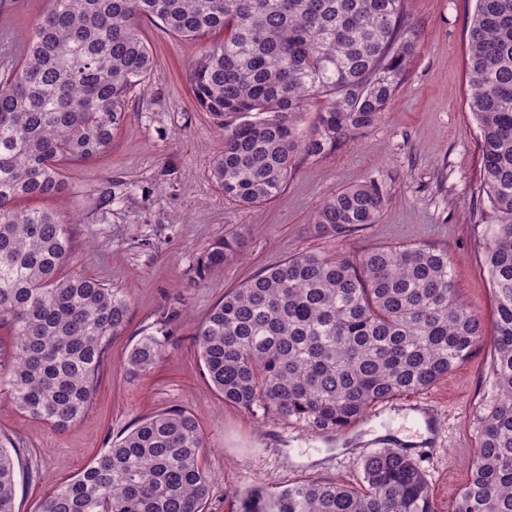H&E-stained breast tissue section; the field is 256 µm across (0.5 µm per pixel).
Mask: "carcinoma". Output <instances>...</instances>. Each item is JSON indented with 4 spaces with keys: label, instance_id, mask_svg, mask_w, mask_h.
Returning a JSON list of instances; mask_svg holds the SVG:
<instances>
[{
    "label": "carcinoma",
    "instance_id": "cac0c4a2",
    "mask_svg": "<svg viewBox=\"0 0 512 512\" xmlns=\"http://www.w3.org/2000/svg\"><path fill=\"white\" fill-rule=\"evenodd\" d=\"M19 62L0 75V323L13 336L0 395L58 429L92 404L109 342L129 302L118 289L63 274L72 238L56 214L18 201L67 190L57 159L105 152L130 96L153 69L142 20L199 38L224 33L192 63L205 112L224 126L211 176L224 197L264 204L285 188L297 154L336 150L383 118L418 38L406 0H50ZM468 106L479 129L482 250L496 312L486 405L471 476L452 512H512V0H476L468 34ZM327 98L317 125L305 104ZM376 182L342 189L313 215L339 238L379 221ZM243 247L215 239L197 271L214 275ZM166 319L129 350L127 370H150L170 341ZM484 340L458 297L448 251L380 246L358 255L300 253L224 292L192 333L204 377L224 404L272 412L319 435L374 406L429 389ZM19 449L0 441V512L15 506ZM362 480L308 478L236 495V512H435L424 468L396 448L362 462ZM212 476L197 417L183 409L138 420L38 512H204Z\"/></svg>",
    "mask_w": 512,
    "mask_h": 512
}]
</instances>
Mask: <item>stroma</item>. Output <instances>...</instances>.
Returning a JSON list of instances; mask_svg holds the SVG:
<instances>
[{
  "instance_id": "obj_1",
  "label": "stroma",
  "mask_w": 512,
  "mask_h": 512,
  "mask_svg": "<svg viewBox=\"0 0 512 512\" xmlns=\"http://www.w3.org/2000/svg\"><path fill=\"white\" fill-rule=\"evenodd\" d=\"M474 5L410 0L419 47L384 118L334 152L297 155L284 190L256 207L225 199L210 174L224 138L191 91L188 66L202 40L142 23L155 58L145 90L128 100L106 152L66 165V202L48 204L70 229L68 272L118 288L130 302V320L112 338L92 404L74 426L53 428L0 399V437L21 450L19 512H35L138 419L170 408L200 422L213 476L206 512H232L235 491L280 490L305 476L354 484L363 456L407 442L422 459L437 512H451L470 478L483 408L493 395L490 343L432 388L376 406L352 428L324 437L272 413L224 405L202 374L191 335L225 290L293 254L355 255L410 244L447 250L460 299L493 335L495 309L473 221L482 169L465 75ZM49 6L50 0H0V52L18 55ZM372 179L389 194L379 223L337 239L318 236L311 218L323 203ZM231 232L243 239L241 256L214 279L198 280L197 257ZM162 320L171 335L165 356L149 372L130 375L128 351Z\"/></svg>"
}]
</instances>
